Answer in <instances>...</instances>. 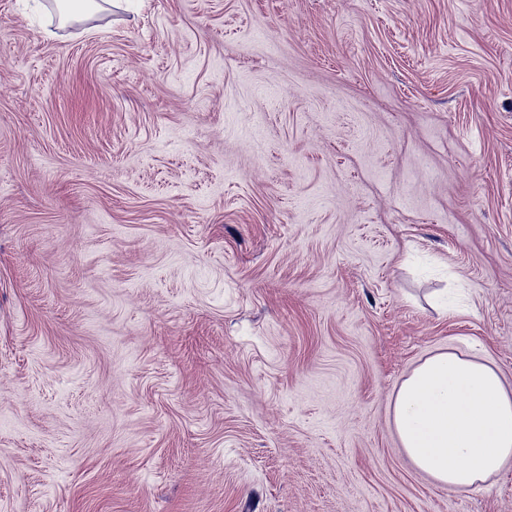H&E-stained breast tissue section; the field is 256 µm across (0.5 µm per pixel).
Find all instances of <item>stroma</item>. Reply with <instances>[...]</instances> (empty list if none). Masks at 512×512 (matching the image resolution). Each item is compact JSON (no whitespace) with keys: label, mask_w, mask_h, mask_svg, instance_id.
<instances>
[{"label":"stroma","mask_w":512,"mask_h":512,"mask_svg":"<svg viewBox=\"0 0 512 512\" xmlns=\"http://www.w3.org/2000/svg\"><path fill=\"white\" fill-rule=\"evenodd\" d=\"M512 389V0H0V512H512L392 423ZM111 0H55V9L61 20L68 21L76 17L96 14L103 10V4ZM393 425L414 465L461 491L512 459V395L497 370L455 351L424 359L403 380Z\"/></svg>","instance_id":"1"}]
</instances>
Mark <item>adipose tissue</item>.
<instances>
[{
	"mask_svg": "<svg viewBox=\"0 0 512 512\" xmlns=\"http://www.w3.org/2000/svg\"><path fill=\"white\" fill-rule=\"evenodd\" d=\"M392 416L408 457L437 483L473 489L512 460V392L480 360L427 357L397 390Z\"/></svg>",
	"mask_w": 512,
	"mask_h": 512,
	"instance_id": "adipose-tissue-1",
	"label": "adipose tissue"
}]
</instances>
